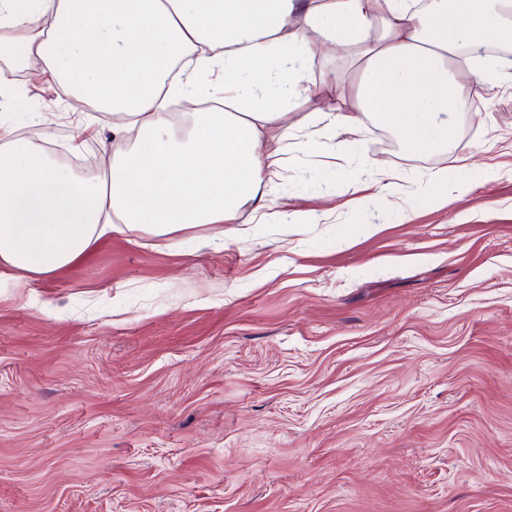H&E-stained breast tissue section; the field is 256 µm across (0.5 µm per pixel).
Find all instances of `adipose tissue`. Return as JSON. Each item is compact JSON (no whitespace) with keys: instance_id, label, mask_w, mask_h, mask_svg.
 <instances>
[{"instance_id":"adipose-tissue-1","label":"adipose tissue","mask_w":512,"mask_h":512,"mask_svg":"<svg viewBox=\"0 0 512 512\" xmlns=\"http://www.w3.org/2000/svg\"><path fill=\"white\" fill-rule=\"evenodd\" d=\"M510 25L512 0H0V91L38 63L111 114L126 141L84 176L0 118V281L50 276L111 233L166 237L269 208L280 164L267 132L319 147L288 122L318 53L354 58L357 111L393 128L407 154L443 150L441 115L488 77L459 71L456 57ZM173 96L228 109L187 113L178 127Z\"/></svg>"}]
</instances>
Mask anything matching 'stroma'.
I'll return each mask as SVG.
<instances>
[{"label": "stroma", "mask_w": 512, "mask_h": 512, "mask_svg": "<svg viewBox=\"0 0 512 512\" xmlns=\"http://www.w3.org/2000/svg\"><path fill=\"white\" fill-rule=\"evenodd\" d=\"M335 69L290 115L320 149L265 144L276 215L0 285V512H512V73L420 156L363 114L327 128L355 109L319 94ZM18 86V132L94 123L106 165L111 116Z\"/></svg>", "instance_id": "stroma-1"}]
</instances>
